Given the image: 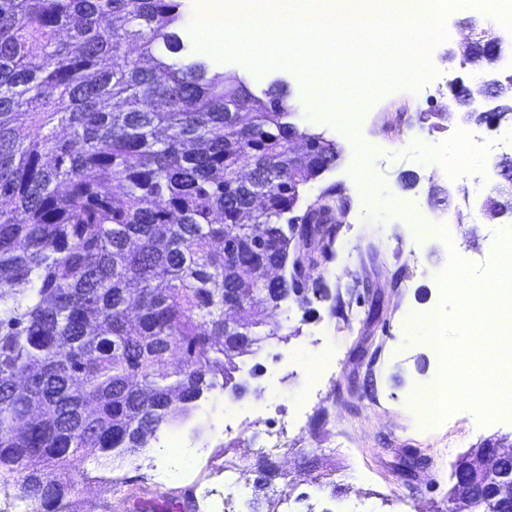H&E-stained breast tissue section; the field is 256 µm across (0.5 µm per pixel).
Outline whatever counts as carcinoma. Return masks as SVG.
<instances>
[{
  "mask_svg": "<svg viewBox=\"0 0 512 512\" xmlns=\"http://www.w3.org/2000/svg\"><path fill=\"white\" fill-rule=\"evenodd\" d=\"M181 6L0 0V486L38 512H72V459L148 447L231 383L268 310L308 302L254 267L304 266L280 220L318 171L288 165L282 97L245 121L238 86L177 57Z\"/></svg>",
  "mask_w": 512,
  "mask_h": 512,
  "instance_id": "1",
  "label": "carcinoma"
}]
</instances>
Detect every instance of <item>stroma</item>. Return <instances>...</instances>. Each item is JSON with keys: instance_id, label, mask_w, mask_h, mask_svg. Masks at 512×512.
Wrapping results in <instances>:
<instances>
[{"instance_id": "obj_1", "label": "stroma", "mask_w": 512, "mask_h": 512, "mask_svg": "<svg viewBox=\"0 0 512 512\" xmlns=\"http://www.w3.org/2000/svg\"><path fill=\"white\" fill-rule=\"evenodd\" d=\"M205 0H182L180 29L191 58H205L211 70L240 85L242 111L253 109L272 83H280L290 117L299 131L319 134L336 145L335 162L300 188L298 211L322 201L332 215L362 210L361 223L341 228L330 249L310 250L304 274L307 288L321 298L304 306L282 302L271 317L283 337L268 338L256 352L238 358L234 381L241 393L211 390L206 410L191 423L198 435H186L180 459L207 478L218 449L213 437L222 425H238L236 437L260 444L267 418L286 427V455L293 463L288 480H275L271 496L288 492V512H439L453 485L458 459L487 442L512 446V412L496 409L493 418L463 407L447 422L426 426L416 406L425 384L441 367L427 346L414 313L445 305L435 275L452 254L479 255L490 261L498 236L512 237V214L489 221L465 219L453 249L421 238V223L454 215L464 204L462 181H449L447 169L469 167L498 180V166L512 152L494 149L501 127L479 122L435 125L428 111L444 104L455 82L480 83L482 74L462 64L456 50L470 40L464 25L483 18V9L451 11L447 38L431 53L435 76L425 88L393 87L364 101L357 136L345 133L338 106L308 112L309 86L293 69L272 66L255 71L248 64L217 53H204L192 27ZM416 249L422 275L407 267ZM357 311L355 331L340 312ZM169 455L165 443L126 456L119 467L99 466L78 457L70 467L75 512H127L130 496L163 502L184 498V484L155 487L152 467ZM117 485H107V477Z\"/></svg>"}]
</instances>
